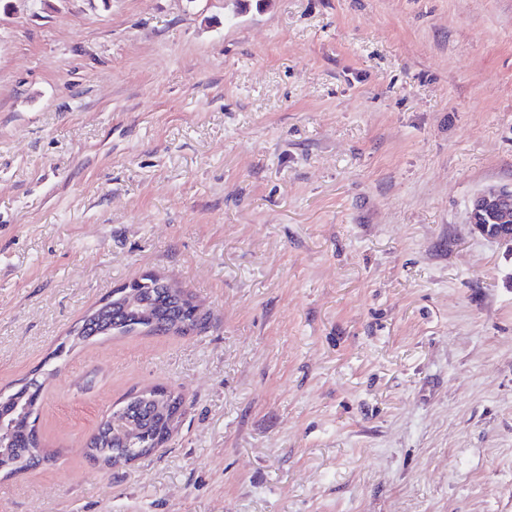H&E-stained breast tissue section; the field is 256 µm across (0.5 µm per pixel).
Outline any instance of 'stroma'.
Returning a JSON list of instances; mask_svg holds the SVG:
<instances>
[{
  "mask_svg": "<svg viewBox=\"0 0 512 512\" xmlns=\"http://www.w3.org/2000/svg\"><path fill=\"white\" fill-rule=\"evenodd\" d=\"M512 0H0V390L55 369L0 512H512ZM160 273L186 336L55 358ZM186 413L121 469L126 396ZM473 232L512 249V187L475 196L469 207ZM150 391L159 397L162 402L167 403L168 412L163 413L157 411V405L153 404V408L147 404L141 403L143 394ZM174 391L164 386H153L142 389L134 394L130 393L123 405L112 411L114 416L125 419L127 425L122 433L114 436L110 428L111 414L102 420L95 433L84 448L85 458L99 461V465L105 468H119L126 466L128 458H140L152 453L154 448V440L158 437L159 442L169 435V421L172 416L177 415V424L181 421L185 414V401L180 394L177 393L178 406L169 403L170 396ZM141 448H150L141 451L137 455L126 456L124 450H138ZM124 458V460H122ZM126 458V459H125Z\"/></svg>",
  "mask_w": 512,
  "mask_h": 512,
  "instance_id": "1",
  "label": "stroma"
}]
</instances>
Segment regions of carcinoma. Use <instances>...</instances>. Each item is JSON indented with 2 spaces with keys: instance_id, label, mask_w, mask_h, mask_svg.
I'll list each match as a JSON object with an SVG mask.
<instances>
[{
  "instance_id": "obj_1",
  "label": "carcinoma",
  "mask_w": 512,
  "mask_h": 512,
  "mask_svg": "<svg viewBox=\"0 0 512 512\" xmlns=\"http://www.w3.org/2000/svg\"><path fill=\"white\" fill-rule=\"evenodd\" d=\"M128 289L136 292L147 318L128 313L120 307L108 311L82 334L71 333L68 349L87 344L100 338L113 335L112 325L121 326L120 333L128 334L143 331L147 335L177 334L186 336L205 328L209 316L196 313L198 304L193 295L184 288L178 289L182 305L174 303L175 296L152 276L146 275L134 280ZM54 376L52 372L35 369L32 376L22 381L21 386L12 392L0 394V420L12 426V433L0 436V473L8 477L18 472H26L54 459V455L42 446L39 430L36 427L37 411L42 398L45 382ZM145 390L131 393L123 405L112 411V415L127 421L120 435L115 436L110 428V420H102L84 448L85 458L96 460L105 468H119L126 465L123 451H139L137 457L151 454L154 440H164L169 435V421L172 416L182 419L185 414V401L176 396L178 404L169 405L164 413L155 407L141 403Z\"/></svg>"
}]
</instances>
